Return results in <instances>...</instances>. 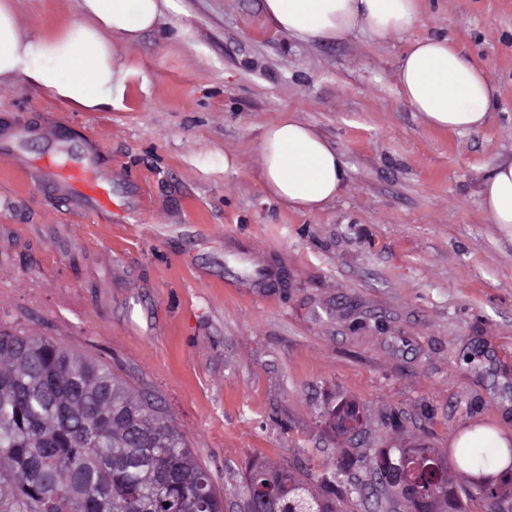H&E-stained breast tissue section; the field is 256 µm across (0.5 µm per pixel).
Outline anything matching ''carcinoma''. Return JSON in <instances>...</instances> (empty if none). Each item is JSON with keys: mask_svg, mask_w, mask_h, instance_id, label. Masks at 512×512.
<instances>
[{"mask_svg": "<svg viewBox=\"0 0 512 512\" xmlns=\"http://www.w3.org/2000/svg\"><path fill=\"white\" fill-rule=\"evenodd\" d=\"M332 431L360 423L352 409L327 412ZM512 448H461L464 468L495 464ZM448 465L438 448H344L336 469L316 472L251 461L243 493L253 510L343 512L351 494L389 500L403 512H465L456 490L435 471ZM512 494V479L488 481L487 512ZM0 512H224V499L183 435L151 398L91 355L47 338L0 330Z\"/></svg>", "mask_w": 512, "mask_h": 512, "instance_id": "cac0c4a2", "label": "carcinoma"}]
</instances>
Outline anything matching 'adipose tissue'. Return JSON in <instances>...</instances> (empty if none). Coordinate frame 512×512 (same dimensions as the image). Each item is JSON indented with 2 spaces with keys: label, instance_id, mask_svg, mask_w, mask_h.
Segmentation results:
<instances>
[{
  "label": "adipose tissue",
  "instance_id": "adipose-tissue-1",
  "mask_svg": "<svg viewBox=\"0 0 512 512\" xmlns=\"http://www.w3.org/2000/svg\"><path fill=\"white\" fill-rule=\"evenodd\" d=\"M77 17L35 36L16 19L13 0H0V84L23 81L83 109L120 101L127 71L115 45H132L179 11L178 0H74ZM275 32L309 43L357 35L385 42L423 16V0H261ZM395 82L405 103L431 128L473 132L487 122L499 90L481 65L442 35L415 40L399 58ZM264 191L300 212H318L347 185L341 151L311 124L286 113L267 125L258 147ZM490 223L512 236V156L479 185Z\"/></svg>",
  "mask_w": 512,
  "mask_h": 512
}]
</instances>
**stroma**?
<instances>
[{
  "mask_svg": "<svg viewBox=\"0 0 512 512\" xmlns=\"http://www.w3.org/2000/svg\"><path fill=\"white\" fill-rule=\"evenodd\" d=\"M180 6L116 46L129 74L110 108L0 84V327L100 356L151 395L226 512L256 458L323 471L344 448L450 453L468 426L512 440V237L478 196L512 155V0H426L402 37L333 44L274 32L259 0ZM16 7L34 34L75 14L72 0ZM438 33L500 87L479 131L432 129L400 96V55ZM288 111L348 166L318 213L259 180L261 132ZM87 141L112 173L109 215L14 168ZM341 403L360 438L327 432Z\"/></svg>",
  "mask_w": 512,
  "mask_h": 512,
  "instance_id": "1",
  "label": "stroma"
}]
</instances>
